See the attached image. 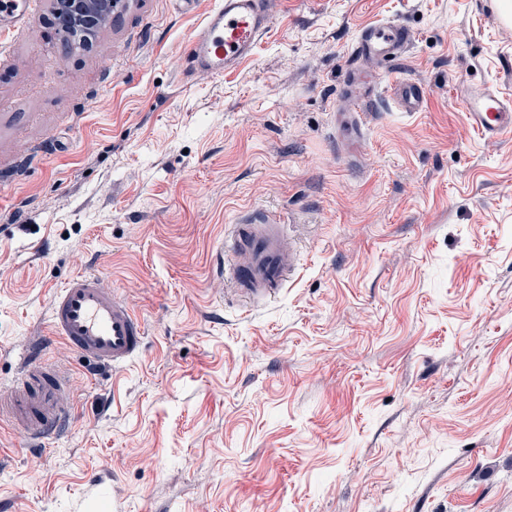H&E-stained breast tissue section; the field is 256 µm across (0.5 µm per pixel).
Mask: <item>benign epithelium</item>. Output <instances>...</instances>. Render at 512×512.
I'll return each mask as SVG.
<instances>
[{"instance_id": "obj_1", "label": "benign epithelium", "mask_w": 512, "mask_h": 512, "mask_svg": "<svg viewBox=\"0 0 512 512\" xmlns=\"http://www.w3.org/2000/svg\"><path fill=\"white\" fill-rule=\"evenodd\" d=\"M65 32L61 51L64 54L89 44L92 37L111 23L118 0H50Z\"/></svg>"}]
</instances>
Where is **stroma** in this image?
<instances>
[{"label":"stroma","mask_w":512,"mask_h":512,"mask_svg":"<svg viewBox=\"0 0 512 512\" xmlns=\"http://www.w3.org/2000/svg\"><path fill=\"white\" fill-rule=\"evenodd\" d=\"M216 0H128L60 51L48 0L0 22V381L45 345L70 423L0 427V512H512V139L457 88L512 87L499 0H278L251 58L185 81ZM379 19L415 41L347 133L348 50ZM281 216L301 265L252 310L226 225ZM98 276L143 352L88 372L48 344L54 290ZM396 106L402 112L423 111L427 99L426 87L412 78H400L392 83Z\"/></svg>","instance_id":"obj_1"}]
</instances>
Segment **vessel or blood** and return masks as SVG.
Wrapping results in <instances>:
<instances>
[{
	"label": "vessel or blood",
	"mask_w": 512,
	"mask_h": 512,
	"mask_svg": "<svg viewBox=\"0 0 512 512\" xmlns=\"http://www.w3.org/2000/svg\"><path fill=\"white\" fill-rule=\"evenodd\" d=\"M28 0H0V22L20 23ZM274 18L273 0H218L200 28L190 36L184 54L186 76L223 75L250 57ZM414 40L410 27L398 21L372 22L360 28L348 52L345 86H365L364 102L378 91L359 68L361 60L376 69L399 61ZM404 112L423 111L426 87L411 78L391 86ZM471 127L484 139L512 134V93L493 84L467 85L461 91ZM300 264V253L287 225L264 216H248L224 233V277L245 303L258 307L280 295ZM49 337L65 343L83 363L120 367L141 351L145 330L140 316L100 279L77 273L58 287L49 314ZM69 374L60 367L32 362L0 395V422L10 423L33 439L46 440L63 429L73 413L64 404Z\"/></svg>",
	"instance_id": "vessel-or-blood-1"
}]
</instances>
